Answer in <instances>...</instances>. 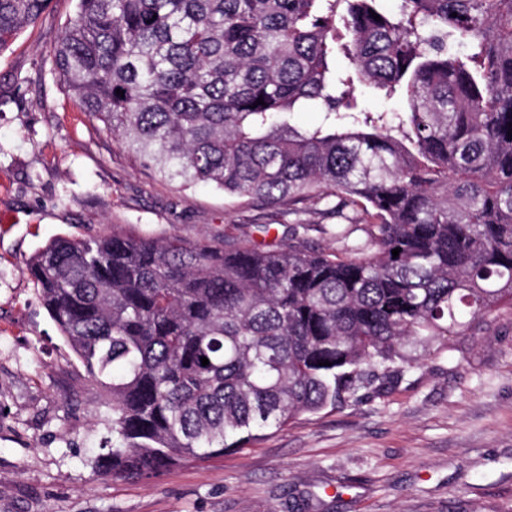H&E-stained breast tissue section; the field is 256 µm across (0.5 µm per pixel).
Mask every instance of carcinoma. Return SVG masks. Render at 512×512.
<instances>
[{"label":"carcinoma","instance_id":"1","mask_svg":"<svg viewBox=\"0 0 512 512\" xmlns=\"http://www.w3.org/2000/svg\"><path fill=\"white\" fill-rule=\"evenodd\" d=\"M48 2L0 0V50ZM53 63L156 174L354 214L279 244L114 232L34 254L41 305L112 402L98 475L244 448L512 305V0H77Z\"/></svg>","mask_w":512,"mask_h":512}]
</instances>
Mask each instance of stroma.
Wrapping results in <instances>:
<instances>
[{
    "mask_svg": "<svg viewBox=\"0 0 512 512\" xmlns=\"http://www.w3.org/2000/svg\"><path fill=\"white\" fill-rule=\"evenodd\" d=\"M76 0H49L0 51V512H512V308L414 368L305 414L249 448L152 479H102L112 407L40 304L29 261L58 236L130 228L242 244L333 224L185 187L143 167L61 87Z\"/></svg>",
    "mask_w": 512,
    "mask_h": 512,
    "instance_id": "stroma-1",
    "label": "stroma"
}]
</instances>
